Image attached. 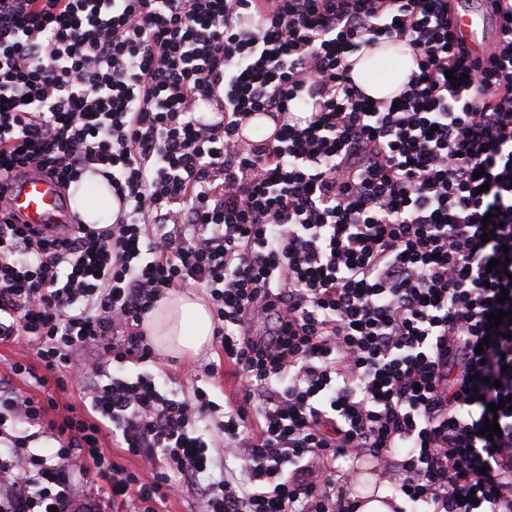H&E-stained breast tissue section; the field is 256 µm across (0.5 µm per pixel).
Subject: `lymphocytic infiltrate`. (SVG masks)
<instances>
[{"mask_svg": "<svg viewBox=\"0 0 512 512\" xmlns=\"http://www.w3.org/2000/svg\"><path fill=\"white\" fill-rule=\"evenodd\" d=\"M451 2L0 0V173L90 172L122 204L57 238L0 187V344L63 388L89 346L151 360L141 323L200 286L243 380L219 423L240 474L206 484L203 388L113 375L55 418L1 390L0 428L54 446L0 454V512H162L176 477L202 512H350L331 463L351 454L422 512H512V323L487 325L512 310V18L483 64ZM383 40L417 69L373 101L346 59ZM261 112L275 132L244 136Z\"/></svg>", "mask_w": 512, "mask_h": 512, "instance_id": "obj_1", "label": "lymphocytic infiltrate"}]
</instances>
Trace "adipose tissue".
<instances>
[{
    "mask_svg": "<svg viewBox=\"0 0 512 512\" xmlns=\"http://www.w3.org/2000/svg\"><path fill=\"white\" fill-rule=\"evenodd\" d=\"M382 46L360 49L347 58L355 83L371 98L387 99L397 95L407 82L416 64L411 51H403L395 70L372 78L366 70L369 53H382ZM98 198L83 197L74 192L73 206L82 223L96 228L112 224L118 203L102 177H95ZM143 328L151 336L158 353L170 357H187L206 348L212 336L210 310L202 297L192 291H178L161 299L148 314Z\"/></svg>",
    "mask_w": 512,
    "mask_h": 512,
    "instance_id": "1",
    "label": "adipose tissue"
}]
</instances>
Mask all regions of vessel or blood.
<instances>
[{
    "mask_svg": "<svg viewBox=\"0 0 512 512\" xmlns=\"http://www.w3.org/2000/svg\"><path fill=\"white\" fill-rule=\"evenodd\" d=\"M451 18L457 36L476 57L489 58L496 49L490 33L496 21L491 0H454ZM11 209L23 223L59 228L72 218V211L56 183L30 174L18 179L10 196Z\"/></svg>",
    "mask_w": 512,
    "mask_h": 512,
    "instance_id": "b4317fda",
    "label": "vessel or blood"
}]
</instances>
